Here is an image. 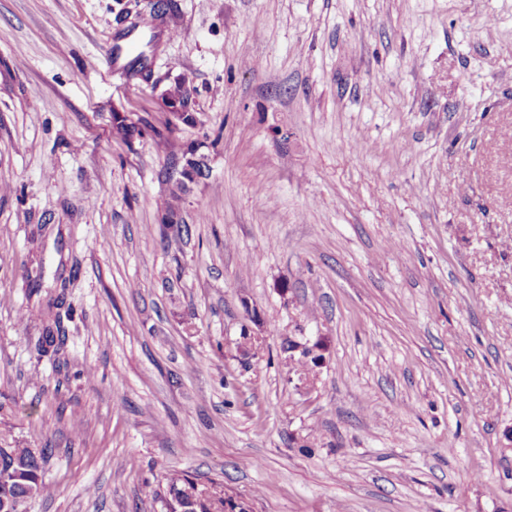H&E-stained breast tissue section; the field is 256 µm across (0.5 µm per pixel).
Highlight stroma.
<instances>
[{
	"instance_id": "obj_1",
	"label": "stroma",
	"mask_w": 512,
	"mask_h": 512,
	"mask_svg": "<svg viewBox=\"0 0 512 512\" xmlns=\"http://www.w3.org/2000/svg\"><path fill=\"white\" fill-rule=\"evenodd\" d=\"M0 446L29 512H512V0H0ZM56 335L52 333V329L48 331L46 336L37 345V352L41 356H58L64 350L68 336L63 326L61 314L58 313L54 322ZM51 348V349H50ZM289 339L292 345H290L291 349L288 350V354L292 358L308 362L313 360L317 366L325 361L326 347L321 336H317L314 340L306 336H301V338L291 336ZM50 448H0V508L20 502L27 512L30 501L48 491L45 466ZM21 475L17 476V471ZM219 504L223 510L218 512H249L250 509L246 508L241 510L242 500L234 497H225L224 499V486L212 482L209 488H199L196 493L195 501L192 503L194 511L196 512H210V507L213 504Z\"/></svg>"
}]
</instances>
